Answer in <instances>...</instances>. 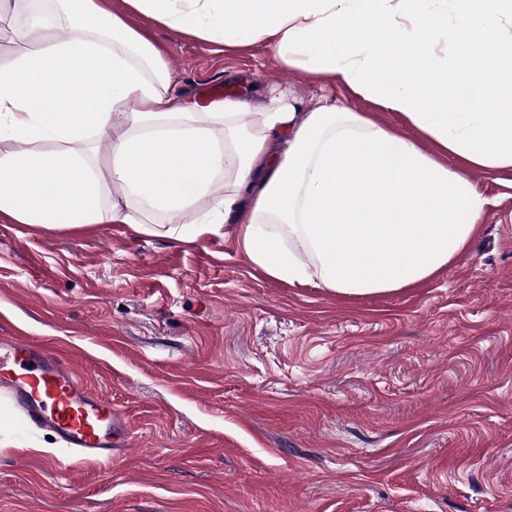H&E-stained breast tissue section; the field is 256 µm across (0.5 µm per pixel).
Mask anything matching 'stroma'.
Here are the masks:
<instances>
[{
	"label": "stroma",
	"instance_id": "stroma-1",
	"mask_svg": "<svg viewBox=\"0 0 512 512\" xmlns=\"http://www.w3.org/2000/svg\"><path fill=\"white\" fill-rule=\"evenodd\" d=\"M175 85L289 87L394 113L137 15ZM470 247L416 288L349 299L266 276L233 240L0 223V338L68 354L130 430L115 466L57 467L0 406V512H512V172Z\"/></svg>",
	"mask_w": 512,
	"mask_h": 512
}]
</instances>
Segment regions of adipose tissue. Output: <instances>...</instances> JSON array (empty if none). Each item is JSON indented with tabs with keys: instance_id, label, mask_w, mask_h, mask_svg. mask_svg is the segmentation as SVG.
I'll use <instances>...</instances> for the list:
<instances>
[{
	"instance_id": "adipose-tissue-1",
	"label": "adipose tissue",
	"mask_w": 512,
	"mask_h": 512,
	"mask_svg": "<svg viewBox=\"0 0 512 512\" xmlns=\"http://www.w3.org/2000/svg\"><path fill=\"white\" fill-rule=\"evenodd\" d=\"M122 2L60 0V21L16 30L24 49L0 65V222L230 237L272 279L358 298L429 280L467 249L487 200L460 166L512 171V0ZM132 13L227 49L272 50L406 130L307 109L284 90L199 106ZM456 81L496 111L458 108ZM94 135L110 139L107 163Z\"/></svg>"
}]
</instances>
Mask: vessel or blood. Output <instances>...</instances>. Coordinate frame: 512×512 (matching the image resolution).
I'll return each instance as SVG.
<instances>
[{
	"label": "vessel or blood",
	"mask_w": 512,
	"mask_h": 512,
	"mask_svg": "<svg viewBox=\"0 0 512 512\" xmlns=\"http://www.w3.org/2000/svg\"><path fill=\"white\" fill-rule=\"evenodd\" d=\"M0 403L22 427L55 433L66 456L109 466L130 442L111 401L89 391L69 359L24 336L0 340Z\"/></svg>",
	"instance_id": "obj_1"
}]
</instances>
